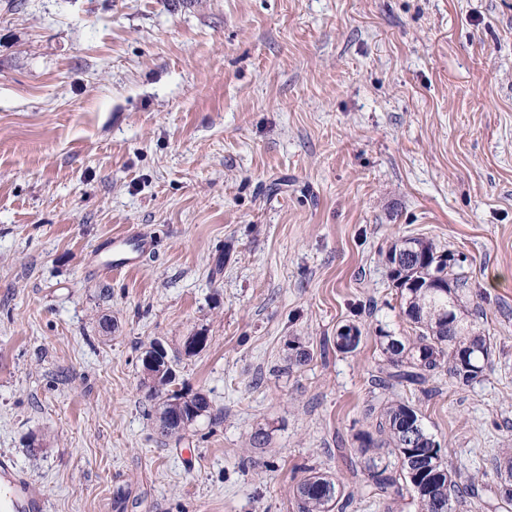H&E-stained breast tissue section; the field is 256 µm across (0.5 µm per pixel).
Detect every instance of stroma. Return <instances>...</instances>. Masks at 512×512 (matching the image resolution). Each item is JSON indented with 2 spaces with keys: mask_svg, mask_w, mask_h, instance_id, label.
I'll return each instance as SVG.
<instances>
[{
  "mask_svg": "<svg viewBox=\"0 0 512 512\" xmlns=\"http://www.w3.org/2000/svg\"><path fill=\"white\" fill-rule=\"evenodd\" d=\"M131 230L154 255L104 266ZM412 237L462 256L491 338L422 411L496 512L512 0H0V455L49 512H296L308 469L349 479L376 330L411 333L385 254ZM156 342L212 405L178 440L141 386ZM361 330L354 324L341 326L336 333V350L343 354L354 353L362 340Z\"/></svg>",
  "mask_w": 512,
  "mask_h": 512,
  "instance_id": "35a3bbf8",
  "label": "stroma"
}]
</instances>
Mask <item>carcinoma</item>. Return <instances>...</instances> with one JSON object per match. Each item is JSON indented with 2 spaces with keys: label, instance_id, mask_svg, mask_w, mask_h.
I'll return each mask as SVG.
<instances>
[{
  "label": "carcinoma",
  "instance_id": "obj_1",
  "mask_svg": "<svg viewBox=\"0 0 512 512\" xmlns=\"http://www.w3.org/2000/svg\"><path fill=\"white\" fill-rule=\"evenodd\" d=\"M392 285L400 297L402 313L414 335L394 336L378 329L375 342L380 359L374 381L387 391L407 387L430 396L426 385L444 374L451 383L470 385L480 379L491 353L490 337L483 334L473 312L464 301L465 281L457 269L460 262L450 251L420 238H407L388 251ZM435 279L450 286L451 295L421 284ZM362 340L354 324L336 333V350L355 352ZM175 371L168 354L156 365L143 370L141 385L147 397L156 401V428L165 438L182 437L184 431L210 414L209 397L201 392L189 395L173 388ZM375 417V433L360 437V473L368 486L394 501L411 493L416 512H460L472 507L462 494L480 498L475 482L460 486L459 472L449 463L436 437L424 425L422 410L403 399L383 398L369 408ZM372 448H385L388 460ZM293 497L297 512H343L352 494L331 475L312 472L296 486Z\"/></svg>",
  "mask_w": 512,
  "mask_h": 512
}]
</instances>
